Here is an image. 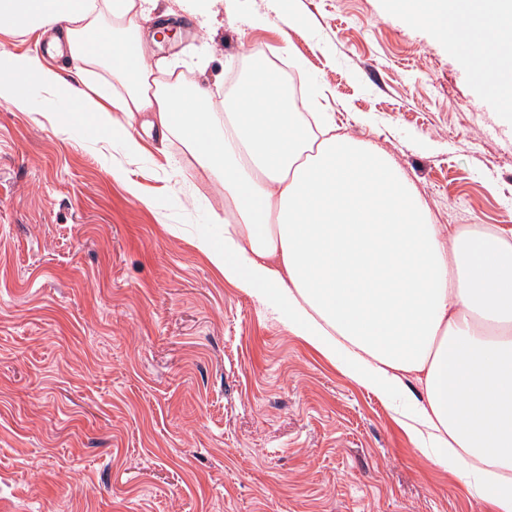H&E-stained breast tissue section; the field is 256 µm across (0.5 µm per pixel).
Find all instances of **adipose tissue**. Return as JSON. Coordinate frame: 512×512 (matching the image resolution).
Listing matches in <instances>:
<instances>
[{
  "label": "adipose tissue",
  "instance_id": "obj_1",
  "mask_svg": "<svg viewBox=\"0 0 512 512\" xmlns=\"http://www.w3.org/2000/svg\"><path fill=\"white\" fill-rule=\"evenodd\" d=\"M451 52L481 38L482 68L512 112V0H391ZM132 28L135 0H0V23L18 35L50 34L89 64L100 27ZM106 41L105 58L124 94L100 105L40 60L0 50V104L33 86L66 93L69 119L90 117L142 152L137 114L177 136L224 190L234 222L197 246L210 262L356 384L392 404L436 465H454L493 512H512V237L494 227L435 223L404 171L377 144L338 133L333 115L305 98L291 111L280 74L261 69L224 100L174 102L142 48ZM124 112L115 124L113 111Z\"/></svg>",
  "mask_w": 512,
  "mask_h": 512
}]
</instances>
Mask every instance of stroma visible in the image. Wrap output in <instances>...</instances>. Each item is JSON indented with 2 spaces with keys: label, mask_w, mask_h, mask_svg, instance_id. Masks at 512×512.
I'll list each match as a JSON object with an SVG mask.
<instances>
[{
  "label": "stroma",
  "mask_w": 512,
  "mask_h": 512,
  "mask_svg": "<svg viewBox=\"0 0 512 512\" xmlns=\"http://www.w3.org/2000/svg\"><path fill=\"white\" fill-rule=\"evenodd\" d=\"M157 77L224 109L249 47L303 71L341 132L388 151L437 223L512 230V117L388 0H149ZM0 49L73 78L70 56ZM67 97L0 105V512H492L416 447L399 408L346 377L197 247L224 190L182 142L124 161ZM125 164L127 181L110 168ZM137 192H130L129 183Z\"/></svg>",
  "instance_id": "35a3bbf8"
}]
</instances>
